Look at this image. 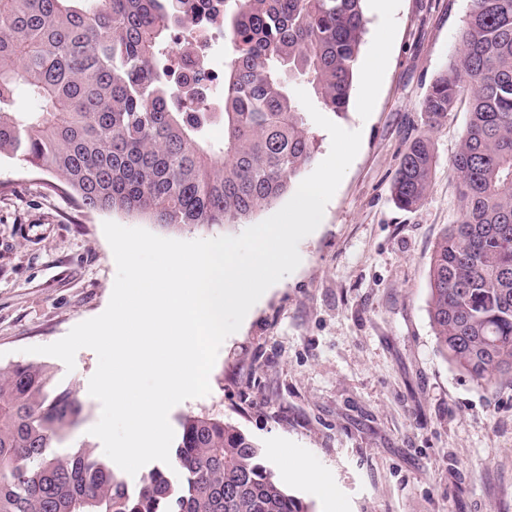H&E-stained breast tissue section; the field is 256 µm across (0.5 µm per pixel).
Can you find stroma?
Here are the masks:
<instances>
[{
    "mask_svg": "<svg viewBox=\"0 0 512 512\" xmlns=\"http://www.w3.org/2000/svg\"><path fill=\"white\" fill-rule=\"evenodd\" d=\"M360 59L384 50L365 95L362 71L339 126L362 133L360 150L320 226L299 244L300 266L226 338L209 395L174 406L218 416L255 439L276 478L309 512H512V389L476 384L437 351L428 269L459 212L450 163L466 104L426 131L421 103L459 48L471 0H364ZM429 132L430 193L400 209L393 178L411 141ZM55 176L0 157V365L51 367L85 405L60 444L102 450L101 414L88 392L98 364L81 349L74 370L29 347L63 338L107 307L116 277L103 224L165 238L236 236L243 225L167 229L121 213L80 208ZM307 463L312 474L290 471Z\"/></svg>",
    "mask_w": 512,
    "mask_h": 512,
    "instance_id": "obj_1",
    "label": "stroma"
}]
</instances>
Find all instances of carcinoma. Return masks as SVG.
Returning a JSON list of instances; mask_svg holds the SVG:
<instances>
[{
  "label": "carcinoma",
  "mask_w": 512,
  "mask_h": 512,
  "mask_svg": "<svg viewBox=\"0 0 512 512\" xmlns=\"http://www.w3.org/2000/svg\"><path fill=\"white\" fill-rule=\"evenodd\" d=\"M363 2L234 0L212 16L231 50L212 100L184 91L191 44L167 50L196 21L186 0H0V156L49 170L87 210L172 229L243 224L315 162L293 85L347 112ZM460 42L422 102L427 132L392 193L403 209L425 202L429 131L466 100L451 164L460 221L434 248L429 315L439 353L497 389L512 387V0H472ZM20 81L32 111L15 109ZM83 412L48 366L0 367V512H308L258 443L219 417H182L171 465L130 492L94 449L54 451Z\"/></svg>",
  "instance_id": "cac0c4a2"
}]
</instances>
